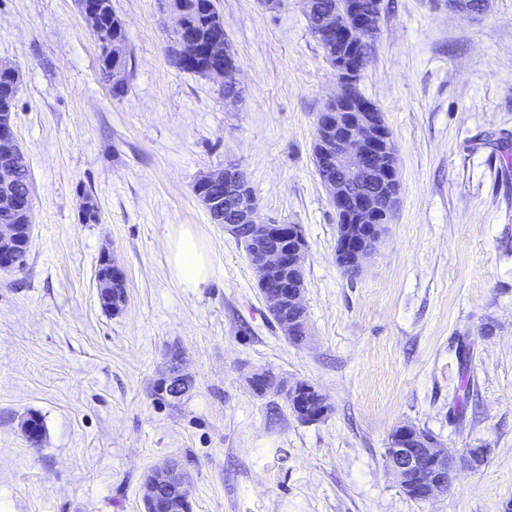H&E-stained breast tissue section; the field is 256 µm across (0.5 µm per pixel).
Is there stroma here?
Wrapping results in <instances>:
<instances>
[{"instance_id": "35a3bbf8", "label": "stroma", "mask_w": 512, "mask_h": 512, "mask_svg": "<svg viewBox=\"0 0 512 512\" xmlns=\"http://www.w3.org/2000/svg\"><path fill=\"white\" fill-rule=\"evenodd\" d=\"M169 0H112L128 33V91L112 95L75 0H0V65L20 73L14 132L31 172L24 271L0 270V512H145L164 459L190 472L192 512H503L512 500V0L482 15L384 0L358 88L384 115L400 201L358 275L336 263V213L315 168V122L338 91L303 0H216L239 70L173 67ZM236 163L262 223L308 243L310 337L274 322L248 256L193 186ZM92 199L97 222L83 223ZM192 225L215 273L196 292L168 266ZM126 273L99 302L102 256ZM472 346L462 364L463 343ZM179 347L195 386L158 399ZM306 381L329 405L297 419L249 379ZM470 399L463 420L454 401ZM44 422L28 444L22 417ZM430 430L454 459L447 492L408 498L386 466L394 429ZM472 448L487 449L480 466ZM125 278V272L124 269L112 258V266L109 271V276L106 279L110 283H112V294L113 299H117V302H111V301H104L102 299V305L106 310L109 311H116V313H119L123 306L124 301L126 299V280L122 279ZM112 280H116L113 281ZM121 298H123V302L121 303Z\"/></svg>"}]
</instances>
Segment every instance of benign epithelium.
I'll list each match as a JSON object with an SVG mask.
<instances>
[{"label":"benign epithelium","mask_w":512,"mask_h":512,"mask_svg":"<svg viewBox=\"0 0 512 512\" xmlns=\"http://www.w3.org/2000/svg\"><path fill=\"white\" fill-rule=\"evenodd\" d=\"M449 9L468 15H481L467 0H444ZM307 11L317 19L316 38L336 44L334 69L339 86L336 96L325 110L318 114L315 140L319 145V165L336 169L344 179L327 178L323 184L329 191L330 202L336 212L345 216L343 230L336 239V257L343 269L357 275L363 261L370 255L382 236L384 225L376 223L381 205L380 194L390 190L399 181L398 166L392 135L384 126L379 108L371 101L355 94L356 81L365 69L367 48L375 37L379 20L364 5V0H347L346 11L324 9L314 0H306ZM194 40L188 37L177 43L174 57L190 63L196 57L191 52ZM124 51L112 49V87L119 88L125 81L126 70L118 65ZM211 59L206 67L209 77L224 80V86L236 88L233 80L237 62L229 54L224 42L217 39L207 51ZM17 141L13 130L12 113L0 107V155L8 158ZM244 177L236 169L226 168L210 178L213 190L201 199L212 222L224 225V230L252 243L254 253L249 256L255 277L268 279L280 267L292 265L301 268L307 252L306 238L301 230L288 232L286 224H261L257 221V202L246 191ZM290 238L293 245L282 249L277 240ZM27 247V237L19 233L17 224H0V270L17 268V255ZM305 288L295 280L284 279L281 286L264 293L271 311L285 301L295 308H303ZM192 388V378L184 371L182 354L174 349L169 353L166 372L157 380L156 389L170 396H182ZM293 412L301 418H310L326 412V401L313 386L306 385L290 396ZM388 467L404 491L419 484L428 493L445 492L451 483L448 469L454 468L447 451L433 441L417 443V428L402 425L396 428L387 449ZM190 487V477L176 458L166 460L147 475L143 499L155 506V512L168 509L173 512L180 499L176 492Z\"/></svg>","instance_id":"benign-epithelium-1"}]
</instances>
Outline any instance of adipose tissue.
<instances>
[{"label": "adipose tissue", "instance_id": "obj_1", "mask_svg": "<svg viewBox=\"0 0 512 512\" xmlns=\"http://www.w3.org/2000/svg\"><path fill=\"white\" fill-rule=\"evenodd\" d=\"M170 272L185 291L193 293L210 279L214 265L210 251L188 225H180L168 242Z\"/></svg>", "mask_w": 512, "mask_h": 512}]
</instances>
